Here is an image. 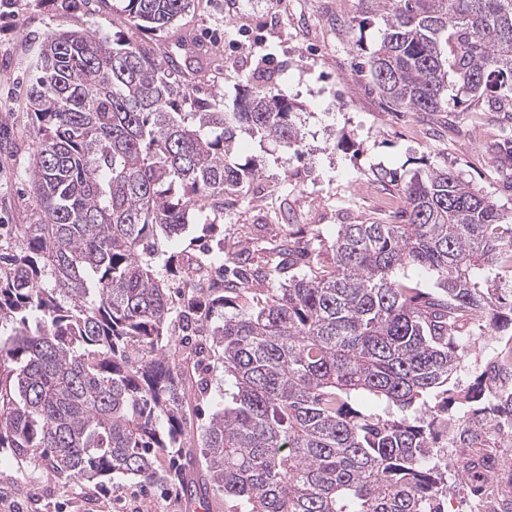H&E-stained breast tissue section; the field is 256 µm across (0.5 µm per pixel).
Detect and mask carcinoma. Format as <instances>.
I'll use <instances>...</instances> for the list:
<instances>
[{
  "label": "carcinoma",
  "mask_w": 512,
  "mask_h": 512,
  "mask_svg": "<svg viewBox=\"0 0 512 512\" xmlns=\"http://www.w3.org/2000/svg\"><path fill=\"white\" fill-rule=\"evenodd\" d=\"M163 31L194 0H122ZM384 22L365 64L392 106L512 108V0H361ZM30 66L36 149L30 224H0V455L66 482L171 486L228 512H447V448L512 443V336L456 374L486 321L512 330V228L496 203L446 168L390 179L405 223L336 233L329 272L262 292L224 244L173 254V298L155 269L191 211L224 214L261 171L240 163L245 132L291 149L302 121L274 72L248 77L232 106L191 96L179 65L119 34L49 28ZM423 268V288L408 278ZM231 389L201 432L189 475L188 400L210 366ZM463 411L448 419L439 402ZM475 336L477 339L471 343L468 348V353L465 356L464 365L465 370L461 373L460 378L464 382L472 381L476 373L479 371L480 367L484 364L486 360L487 353L484 348V340L485 336H488L487 329L482 331V335H479L480 330L478 327L475 329Z\"/></svg>",
  "instance_id": "carcinoma-1"
}]
</instances>
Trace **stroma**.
Listing matches in <instances>:
<instances>
[{
    "mask_svg": "<svg viewBox=\"0 0 512 512\" xmlns=\"http://www.w3.org/2000/svg\"><path fill=\"white\" fill-rule=\"evenodd\" d=\"M48 28L118 33L169 56L178 78L197 96L232 103L256 66L274 70L300 108L302 152L242 138L241 159L259 155L264 168L224 213L195 216L167 253H195L223 244L280 276L306 266L332 269L336 230L346 218L398 222L387 203L396 187L375 177L394 169L410 177L446 167L491 198L512 223L507 187L492 149L512 140V112L473 102L451 112L410 115L393 110L372 87L362 64L377 45L380 18H364L360 0H196L167 31L137 27L121 0H0V224L31 223L37 202L27 185L33 143L27 134V75L36 36ZM288 207L290 221L280 218ZM288 241L290 256L274 257ZM0 512H202L173 490L113 481L82 490L50 469L0 456Z\"/></svg>",
    "mask_w": 512,
    "mask_h": 512,
    "instance_id": "stroma-1",
    "label": "stroma"
}]
</instances>
